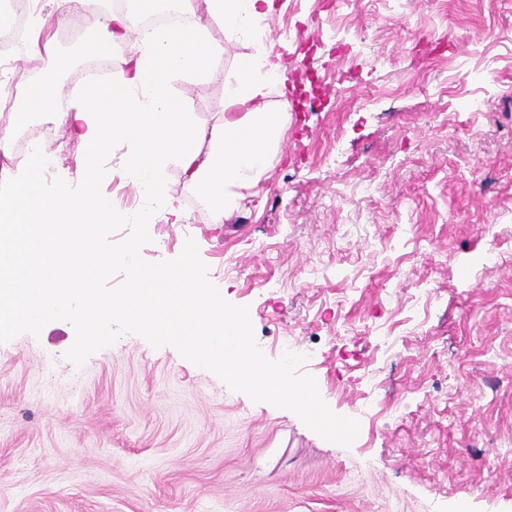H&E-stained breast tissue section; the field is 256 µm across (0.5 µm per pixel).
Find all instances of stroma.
Segmentation results:
<instances>
[{"label":"stroma","mask_w":512,"mask_h":512,"mask_svg":"<svg viewBox=\"0 0 512 512\" xmlns=\"http://www.w3.org/2000/svg\"><path fill=\"white\" fill-rule=\"evenodd\" d=\"M205 24L221 70L174 90L211 126L256 45ZM262 39L295 77L267 178L213 224L169 168L183 223L104 224L93 247L192 256L258 358L318 380L352 432L129 323L18 324L0 512H512V0H276Z\"/></svg>","instance_id":"35a3bbf8"}]
</instances>
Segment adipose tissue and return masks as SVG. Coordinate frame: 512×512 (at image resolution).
<instances>
[{
	"instance_id": "obj_1",
	"label": "adipose tissue",
	"mask_w": 512,
	"mask_h": 512,
	"mask_svg": "<svg viewBox=\"0 0 512 512\" xmlns=\"http://www.w3.org/2000/svg\"><path fill=\"white\" fill-rule=\"evenodd\" d=\"M164 0H130L127 10L101 19L92 33L95 49L126 46L111 80L87 86L62 104L56 75L73 66L70 56L50 58L46 73L29 83L13 104L16 122L0 127V152L12 147L17 125L46 117L69 127L81 146L78 165L85 177L84 196L66 189L46 192L37 165L20 173L10 194L0 196V323L33 324L69 313L83 320L89 333L120 319L148 335L180 343L212 371L237 372L241 382L261 384L277 400L302 405L328 429L336 420L321 404L319 385H290L286 370L267 368L252 354L248 328L196 279L192 260L174 268H145L134 250L115 256L91 251L103 224H179L183 207L168 194L165 172L178 167L210 204V221L223 223L236 206L238 189L257 184L272 168L288 135V104L272 105L283 89L286 68L281 56L266 48L239 59L224 82V112L216 125L200 124L187 112L171 81L177 76L208 78L221 46L211 42L202 23L176 25L145 33L144 16ZM210 17L221 19L229 37L256 28L274 12V0H204ZM127 147L126 172L135 186L148 187L158 206L134 213L113 211L97 190L109 173L100 163L115 142ZM132 266L119 295L97 286L98 273L113 263Z\"/></svg>"
}]
</instances>
